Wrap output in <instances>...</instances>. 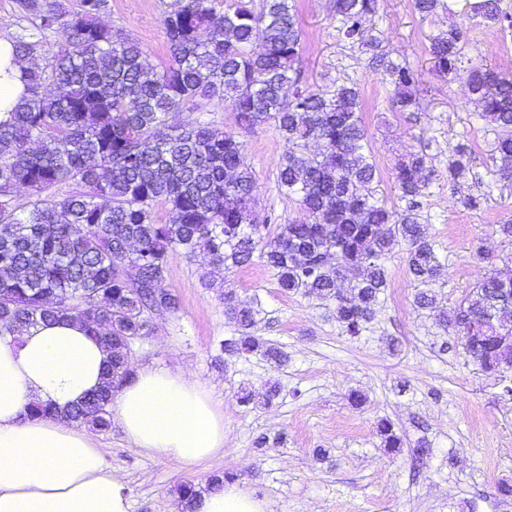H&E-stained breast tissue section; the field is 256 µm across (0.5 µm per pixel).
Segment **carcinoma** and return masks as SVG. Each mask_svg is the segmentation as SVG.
Segmentation results:
<instances>
[{
    "label": "carcinoma",
    "instance_id": "cac0c4a2",
    "mask_svg": "<svg viewBox=\"0 0 512 512\" xmlns=\"http://www.w3.org/2000/svg\"><path fill=\"white\" fill-rule=\"evenodd\" d=\"M502 2L414 0L425 17L448 12V31L430 39L429 55L448 81L467 84L474 111L496 133L493 173L512 185V76L466 57L461 28L476 20L511 34L512 8ZM16 3L27 21L12 36L16 54L39 63L26 70L28 95L0 123V333L79 320L110 352L98 390L62 411L39 404L32 413L111 428L115 394L134 380L132 342L149 334L150 315L176 309L165 281L177 254L226 271L258 258L283 292L334 301L336 320L356 336L388 288V256L403 244L422 286L417 307L465 337L481 371L512 369V339H501V328H512V275L478 250L490 274L453 309L439 305L427 286L443 264L416 201L427 154L398 160L395 181L407 206L389 210L376 196L360 85L322 90L303 81L295 0H173L163 14L168 60L153 78L140 44L100 22L109 0H78L75 10L60 0ZM376 7L377 0H334L340 31L371 52L369 63L388 75L403 112L414 102L415 74L386 60L364 28ZM50 33L60 35L52 48ZM201 100L229 103L241 134L270 125L288 141L277 184L302 217L266 233L269 217L257 210V183L235 135L205 120L159 135L171 115ZM469 162L468 144L457 143L448 176L464 177ZM66 182L86 192L57 199L55 188ZM17 185L31 196L21 210L11 203ZM159 205L167 207L163 222ZM224 312L240 335L222 350L280 360V349L254 334L257 298L229 289Z\"/></svg>",
    "mask_w": 512,
    "mask_h": 512
}]
</instances>
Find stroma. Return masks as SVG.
I'll return each instance as SVG.
<instances>
[{
	"label": "stroma",
	"instance_id": "obj_1",
	"mask_svg": "<svg viewBox=\"0 0 512 512\" xmlns=\"http://www.w3.org/2000/svg\"><path fill=\"white\" fill-rule=\"evenodd\" d=\"M169 2L109 0L102 17L139 40L151 70L168 56L162 17ZM296 4L306 81L323 89L341 79L361 85L378 194L388 208L405 207L394 179L398 159L420 148L429 156L420 214L444 266L432 286L443 304L455 306L486 277L487 267L473 257L476 248L512 269V241L494 232L495 225L512 223V185L491 174L494 134L469 105L465 84L432 69L429 40L447 30V13L425 18L414 0H378L366 23L382 52L415 72L416 104L399 112L383 73L341 36L333 0ZM466 53L512 74L511 36L471 26ZM460 141L471 148L472 171L454 185L448 149ZM244 142L260 207L276 225L298 218V203L277 185L287 141L264 125ZM473 197L479 206H470ZM387 266L388 288L373 319L351 336L334 318L333 302L283 293L260 262L209 274L197 261L173 257L166 286L179 308L151 317V331L135 341L131 358L139 369L184 370L211 391L224 412V454L184 468L134 448L120 425L94 432L106 463L126 479L131 512H183L178 486L204 492L220 478L265 501L267 512H512V496L498 491L512 485V393L469 361L457 336L416 307L419 287L403 246ZM230 288L259 298L256 333L283 351L284 361L222 352L224 339L238 333L224 313ZM272 388L276 396L264 402ZM246 392L253 403H242ZM383 419L400 437L399 449L386 448L379 435Z\"/></svg>",
	"mask_w": 512,
	"mask_h": 512
}]
</instances>
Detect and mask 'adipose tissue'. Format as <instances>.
<instances>
[{"label":"adipose tissue","mask_w":512,"mask_h":512,"mask_svg":"<svg viewBox=\"0 0 512 512\" xmlns=\"http://www.w3.org/2000/svg\"><path fill=\"white\" fill-rule=\"evenodd\" d=\"M25 70L0 33V123L25 95ZM110 353L77 320L0 335V512H130L124 477L108 466L87 430L31 415L36 404L67 407L99 388ZM126 437L183 466L224 453V412L185 372L149 368L113 404ZM193 512H265L237 484L216 486Z\"/></svg>","instance_id":"ef3b65f1"}]
</instances>
